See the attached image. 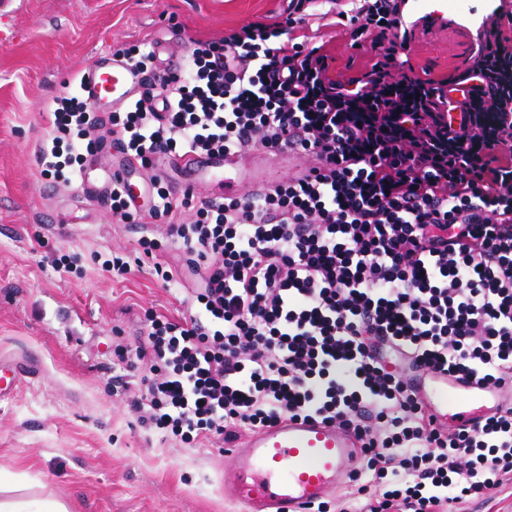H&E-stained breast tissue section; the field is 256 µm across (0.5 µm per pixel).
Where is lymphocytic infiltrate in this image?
<instances>
[{"label": "lymphocytic infiltrate", "mask_w": 512, "mask_h": 512, "mask_svg": "<svg viewBox=\"0 0 512 512\" xmlns=\"http://www.w3.org/2000/svg\"><path fill=\"white\" fill-rule=\"evenodd\" d=\"M305 2L289 0L284 22L194 41L182 70L120 110L57 96L37 164L79 174L106 129L152 172L141 207L113 176V216L164 224L139 240L158 279H175L158 261L171 250L200 278L186 313H147L136 346L113 350L137 359L142 423L232 444L315 417L355 432L362 469L311 512H460L512 482V41L491 21L464 70L423 79L401 55L394 0H331L328 25L377 57L343 83L323 46L282 38L305 25ZM248 147L307 166L259 200L220 204L174 198L155 170L171 154ZM423 366L499 402L478 428H448L412 385Z\"/></svg>", "instance_id": "f902f5d3"}]
</instances>
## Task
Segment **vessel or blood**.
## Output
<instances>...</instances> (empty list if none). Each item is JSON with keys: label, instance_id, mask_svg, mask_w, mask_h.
Returning <instances> with one entry per match:
<instances>
[{"label": "vessel or blood", "instance_id": "vessel-or-blood-1", "mask_svg": "<svg viewBox=\"0 0 512 512\" xmlns=\"http://www.w3.org/2000/svg\"><path fill=\"white\" fill-rule=\"evenodd\" d=\"M143 79L133 64L102 55L81 91L94 108H117L136 96ZM178 162L197 174L198 184L209 186L210 201L235 194L236 181L229 172L237 167V155L187 154ZM21 377V365L0 359V401L13 394ZM430 395L452 428L479 425L490 398L466 379L440 376L433 378ZM360 459L359 444L350 432L314 418L288 421L247 437L233 449L224 467V497L240 512H307L357 471Z\"/></svg>", "mask_w": 512, "mask_h": 512}]
</instances>
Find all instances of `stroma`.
Instances as JSON below:
<instances>
[{
    "mask_svg": "<svg viewBox=\"0 0 512 512\" xmlns=\"http://www.w3.org/2000/svg\"><path fill=\"white\" fill-rule=\"evenodd\" d=\"M288 0H0V357L30 370L0 401V489L54 498L70 512H238L224 498L222 442L193 447L142 426L113 378L135 370L113 360L135 345L147 310L183 313L185 277L162 283L138 258L142 224H117L80 183L43 177L36 154L54 116L48 104L77 84L94 56L150 42L160 68L196 38L282 20ZM512 0H406L407 55L416 75L440 80L468 58L494 9ZM329 74L358 76L374 61L347 27L318 34ZM245 181L288 177L287 155L247 150ZM47 247H37V239ZM122 251L132 269L101 264ZM69 254L67 273L54 259Z\"/></svg>",
    "mask_w": 512,
    "mask_h": 512,
    "instance_id": "35a3bbf8",
    "label": "stroma"
}]
</instances>
